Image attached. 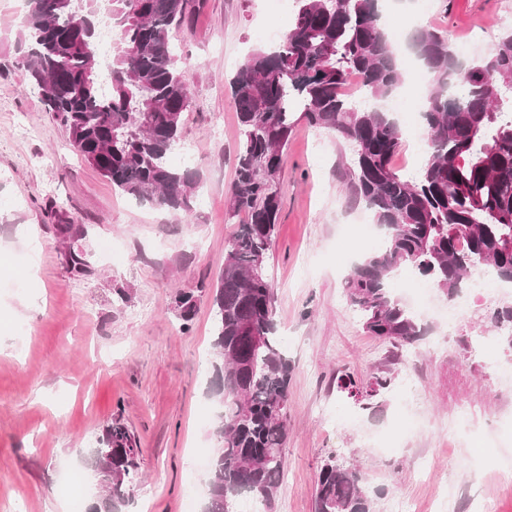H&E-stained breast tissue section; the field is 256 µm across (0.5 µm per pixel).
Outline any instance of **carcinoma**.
Here are the masks:
<instances>
[{
    "mask_svg": "<svg viewBox=\"0 0 512 512\" xmlns=\"http://www.w3.org/2000/svg\"><path fill=\"white\" fill-rule=\"evenodd\" d=\"M20 61L46 111L66 128L82 159L112 188L141 204L187 218L197 178L171 155L180 143L191 93L172 46L189 0H29ZM378 0H296L279 46L240 64L231 93L242 141L229 188V218L244 217L227 242L212 296L213 393L222 406L202 512H238L255 495L272 507L285 467L290 363L273 310L267 261L280 211L279 178L294 126L304 120L349 147L352 199L384 231L381 249L345 281L366 331L414 344L427 327L391 288L409 267L455 297L474 267L512 285V27L490 53L465 59L441 31L419 28L411 47L434 78L423 112L430 154L411 178L393 165L402 131L387 113L341 92L349 75L383 100L400 84L392 30L378 27ZM115 36L109 78L98 59L101 22ZM181 319L195 310L176 296ZM485 319L512 328V305ZM135 434L119 419L91 448V469L106 496L86 512H124L139 476ZM360 473L329 458L315 489L316 512H372Z\"/></svg>",
    "mask_w": 512,
    "mask_h": 512,
    "instance_id": "carcinoma-1",
    "label": "carcinoma"
}]
</instances>
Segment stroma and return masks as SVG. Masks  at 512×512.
<instances>
[{
  "label": "stroma",
  "instance_id": "35a3bbf8",
  "mask_svg": "<svg viewBox=\"0 0 512 512\" xmlns=\"http://www.w3.org/2000/svg\"><path fill=\"white\" fill-rule=\"evenodd\" d=\"M25 0H0V512H71L98 494L88 465L102 428L135 432L140 481L129 512H187L206 487L219 408L211 393L213 287L236 228L227 213L240 131L230 81L248 51L288 29L279 0H195L174 36L192 104L171 162L196 173L191 223L113 190L69 144L16 58ZM512 0H427L424 26L451 44L491 51ZM345 146L298 123L285 151L281 211L267 272L291 378L284 480L271 512H315L320 468L336 457L358 470L374 512H512V470L479 473L480 458L512 456V436L489 433L512 416L488 367L512 341L480 317L453 335L443 325L415 346L368 335L344 281L370 247L372 223L343 191ZM73 225L72 234L62 225ZM115 253L104 254L105 242ZM84 255L86 272L68 263ZM191 291L190 324L176 307ZM351 376L371 401L338 392Z\"/></svg>",
  "mask_w": 512,
  "mask_h": 512
}]
</instances>
